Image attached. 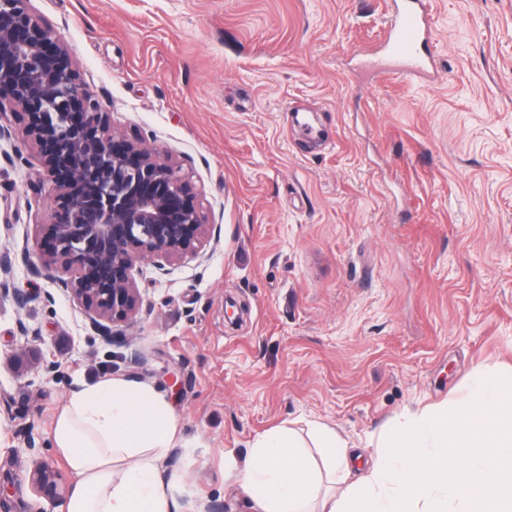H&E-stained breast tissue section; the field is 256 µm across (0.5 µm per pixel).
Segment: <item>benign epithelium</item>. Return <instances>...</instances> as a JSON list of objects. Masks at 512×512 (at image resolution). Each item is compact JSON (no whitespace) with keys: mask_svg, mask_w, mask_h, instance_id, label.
Instances as JSON below:
<instances>
[{"mask_svg":"<svg viewBox=\"0 0 512 512\" xmlns=\"http://www.w3.org/2000/svg\"><path fill=\"white\" fill-rule=\"evenodd\" d=\"M4 88L14 125L0 123V140L20 136L32 146L53 198L31 271L51 276L91 329L110 338L139 313L141 264L196 256L214 225L180 166L140 134L110 132L109 113L31 0H0ZM61 479L40 465L32 486L53 499Z\"/></svg>","mask_w":512,"mask_h":512,"instance_id":"benign-epithelium-1","label":"benign epithelium"}]
</instances>
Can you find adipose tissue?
<instances>
[{
	"instance_id": "adipose-tissue-1",
	"label": "adipose tissue",
	"mask_w": 512,
	"mask_h": 512,
	"mask_svg": "<svg viewBox=\"0 0 512 512\" xmlns=\"http://www.w3.org/2000/svg\"><path fill=\"white\" fill-rule=\"evenodd\" d=\"M54 441L74 474L55 512H181L163 477L177 417L153 385L77 383ZM238 479L252 512H512V366L388 422L366 458L318 422L266 430Z\"/></svg>"
}]
</instances>
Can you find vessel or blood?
I'll use <instances>...</instances> for the list:
<instances>
[{"mask_svg":"<svg viewBox=\"0 0 512 512\" xmlns=\"http://www.w3.org/2000/svg\"><path fill=\"white\" fill-rule=\"evenodd\" d=\"M388 21L383 49L392 59L385 74L408 80L434 77V57L429 49V0H388Z\"/></svg>","mask_w":512,"mask_h":512,"instance_id":"b4317fda","label":"vessel or blood"}]
</instances>
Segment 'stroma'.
Masks as SVG:
<instances>
[{
	"label": "stroma",
	"instance_id": "1",
	"mask_svg": "<svg viewBox=\"0 0 512 512\" xmlns=\"http://www.w3.org/2000/svg\"><path fill=\"white\" fill-rule=\"evenodd\" d=\"M116 132L181 165L217 232L145 264L124 336L21 255L51 194L0 142V512H55L36 465L73 474L52 422L77 382L121 375L172 404L189 512H252L233 466L316 420L365 452L389 420L512 364V0H431L436 80L368 79L384 0H31ZM310 112L324 139L290 126ZM22 152L24 163L10 162ZM30 300L17 307L9 291Z\"/></svg>",
	"mask_w": 512,
	"mask_h": 512
}]
</instances>
